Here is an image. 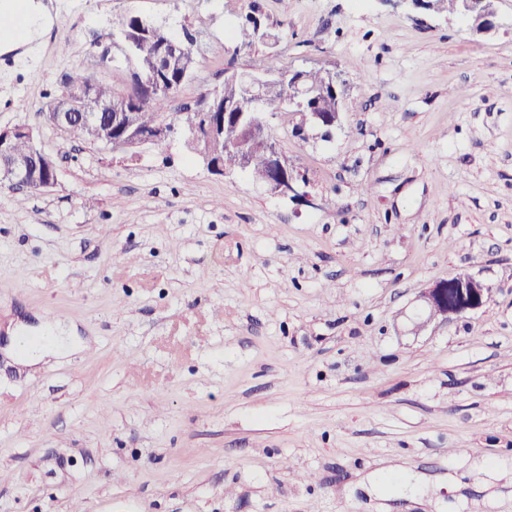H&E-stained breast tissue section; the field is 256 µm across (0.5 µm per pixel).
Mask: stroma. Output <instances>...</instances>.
<instances>
[{
    "mask_svg": "<svg viewBox=\"0 0 512 512\" xmlns=\"http://www.w3.org/2000/svg\"><path fill=\"white\" fill-rule=\"evenodd\" d=\"M46 2L0 52V125L57 163L25 207L0 187V512H512V0L490 36L402 0ZM128 11L194 35L191 109L262 54L341 75L332 140L268 120L314 206L45 121L74 70L126 90L97 35ZM460 272L489 303L418 327ZM57 322L74 349L20 368L10 328ZM39 1L42 0H2L0 2L1 16L11 17L18 9H21L27 20L22 37L15 38L8 34L3 36L2 43L6 47L17 48L25 43L30 45L36 43L51 28L53 17L46 6ZM258 14L256 4L249 9V11L242 17V22L238 25V35L241 41L245 44H252L255 40H261L264 32L261 30V20Z\"/></svg>",
    "mask_w": 512,
    "mask_h": 512,
    "instance_id": "stroma-1",
    "label": "stroma"
}]
</instances>
